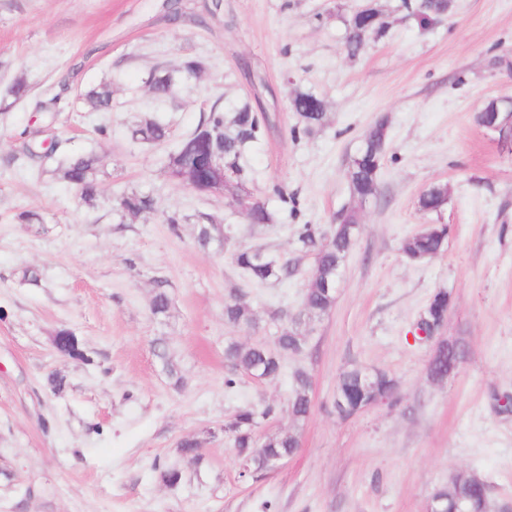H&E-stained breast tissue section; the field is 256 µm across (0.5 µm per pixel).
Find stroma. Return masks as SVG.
<instances>
[{
  "label": "stroma",
  "mask_w": 512,
  "mask_h": 512,
  "mask_svg": "<svg viewBox=\"0 0 512 512\" xmlns=\"http://www.w3.org/2000/svg\"><path fill=\"white\" fill-rule=\"evenodd\" d=\"M0 0V512H428L433 495L464 470L488 486L493 508L512 507V153L481 127L488 99L512 95V0H455L429 23L402 0H376L383 38L357 55L345 21L364 0H219L201 26L181 0ZM194 59L202 71L187 75ZM172 74L164 99L149 81ZM24 77L27 94L9 90ZM112 88V108L93 112L78 94ZM324 99L328 123L294 138L293 90ZM266 113L269 132L240 159L247 188L275 212L257 227L229 193H200L169 177L167 156L211 107L244 102ZM388 145L379 193L352 198L347 162L379 117ZM167 123V142L132 140L135 122ZM107 134H99V127ZM95 153L98 196L83 203L43 153ZM436 183L437 213L418 207ZM151 193V212L118 209L119 192ZM294 196L283 204L279 193ZM358 208L359 231L336 302L303 326L306 347L283 375L262 382L234 373L228 343L273 344L296 315L313 267L292 228L331 230ZM23 211L38 224L19 223ZM231 231L235 246L298 260L299 275L257 286L220 242L201 248V215ZM444 224V251L415 263L406 239ZM37 283L24 281L25 272ZM452 296L442 336L468 353L444 381L428 363L434 342L416 323L430 297ZM165 291L169 306L154 313ZM237 297L256 325L225 323ZM83 359L61 357L60 331ZM391 373L394 397L348 417L333 402L348 368ZM311 376L312 410L288 413L291 376ZM65 386L52 392L51 374ZM234 377L227 389L224 380ZM275 405L259 436L289 431L300 447L255 481L242 474L224 422L245 406ZM194 438L202 461L184 465L178 444ZM180 466L171 486L161 470ZM446 187L435 184L427 188L418 198V206L422 212H438L447 203L448 190Z\"/></svg>",
  "instance_id": "stroma-1"
}]
</instances>
